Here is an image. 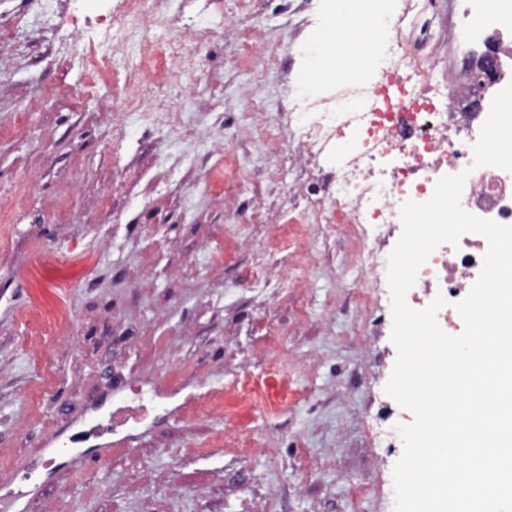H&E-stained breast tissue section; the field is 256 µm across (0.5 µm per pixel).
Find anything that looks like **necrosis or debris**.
Instances as JSON below:
<instances>
[{
	"label": "necrosis or debris",
	"instance_id": "necrosis-or-debris-1",
	"mask_svg": "<svg viewBox=\"0 0 512 512\" xmlns=\"http://www.w3.org/2000/svg\"><path fill=\"white\" fill-rule=\"evenodd\" d=\"M400 57L382 65L385 81L373 87L351 109L337 106L303 113L276 125L266 120V108L254 89L245 87L240 99L256 138L289 141L298 135L300 147L291 154L298 168L329 156L343 133L353 135L356 147L347 153L332 182L310 204L322 211L326 223L347 225L363 240L360 262L374 279H381L386 260L384 246L389 230L400 225L404 202L428 201L437 180L448 173L467 172L460 204L478 217L512 223V173L492 167H474L469 125H449L450 110L469 106L468 82L452 85L445 95L427 88L428 74L420 65L400 76ZM486 251L482 238L467 236L457 247L440 245L419 268L407 302L414 309L428 306L436 295L447 301L438 313L442 329L456 323L452 303L468 287L473 272L482 266Z\"/></svg>",
	"mask_w": 512,
	"mask_h": 512
}]
</instances>
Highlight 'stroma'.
<instances>
[{"label":"stroma","mask_w":512,"mask_h":512,"mask_svg":"<svg viewBox=\"0 0 512 512\" xmlns=\"http://www.w3.org/2000/svg\"><path fill=\"white\" fill-rule=\"evenodd\" d=\"M158 3L144 34L119 0H0V473L39 469L25 512H394L389 287L368 300L354 241L290 194L299 171L238 97L274 119L303 99L330 0ZM374 3L434 92L467 76L456 0ZM230 20L277 61L224 41ZM198 28L191 89L164 91L189 123L114 111L142 36ZM119 403L149 408L134 441L68 447Z\"/></svg>","instance_id":"obj_1"}]
</instances>
